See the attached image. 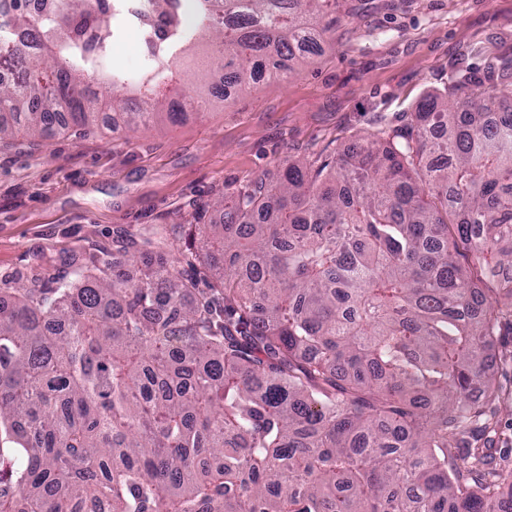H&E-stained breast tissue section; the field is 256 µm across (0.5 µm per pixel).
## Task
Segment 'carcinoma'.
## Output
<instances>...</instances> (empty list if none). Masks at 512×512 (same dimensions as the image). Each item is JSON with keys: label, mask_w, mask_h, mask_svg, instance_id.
Segmentation results:
<instances>
[{"label": "carcinoma", "mask_w": 512, "mask_h": 512, "mask_svg": "<svg viewBox=\"0 0 512 512\" xmlns=\"http://www.w3.org/2000/svg\"><path fill=\"white\" fill-rule=\"evenodd\" d=\"M15 2L0 140L114 111L137 131L218 82L286 80L345 4L151 0L169 30L130 75L104 67L124 0ZM186 78L179 104L157 92ZM204 212L186 251L207 292L163 225L72 254L68 280L0 287V512H512L484 364L512 300V60Z\"/></svg>", "instance_id": "obj_1"}]
</instances>
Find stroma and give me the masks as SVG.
Wrapping results in <instances>:
<instances>
[{
    "instance_id": "stroma-1",
    "label": "stroma",
    "mask_w": 512,
    "mask_h": 512,
    "mask_svg": "<svg viewBox=\"0 0 512 512\" xmlns=\"http://www.w3.org/2000/svg\"><path fill=\"white\" fill-rule=\"evenodd\" d=\"M332 44L230 103L136 133L101 126L0 142V282L50 270L72 251H108L117 234L193 223L266 169L346 151L377 129L405 128L417 103L458 68L512 57V0H353ZM486 365L506 399L495 447L512 462V329Z\"/></svg>"
}]
</instances>
